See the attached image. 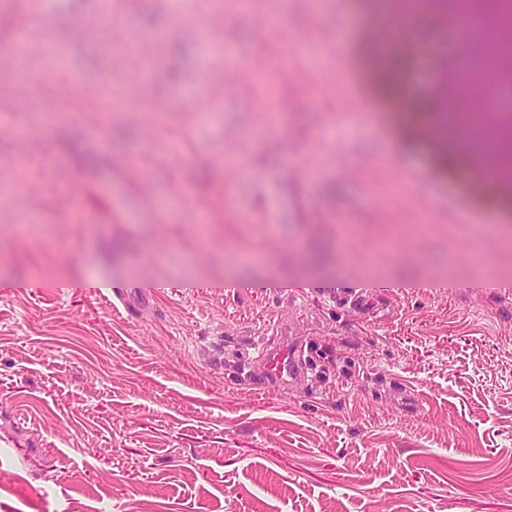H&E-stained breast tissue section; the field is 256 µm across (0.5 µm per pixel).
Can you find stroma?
I'll use <instances>...</instances> for the list:
<instances>
[{
    "instance_id": "35a3bbf8",
    "label": "stroma",
    "mask_w": 512,
    "mask_h": 512,
    "mask_svg": "<svg viewBox=\"0 0 512 512\" xmlns=\"http://www.w3.org/2000/svg\"><path fill=\"white\" fill-rule=\"evenodd\" d=\"M393 11L0 0V512H512V287L459 272L466 212L512 201L331 78L347 18ZM156 102L176 121L143 126ZM218 156L245 168L201 188ZM310 229L335 252H292ZM371 284V315L327 295ZM294 313L308 377L254 386Z\"/></svg>"
}]
</instances>
